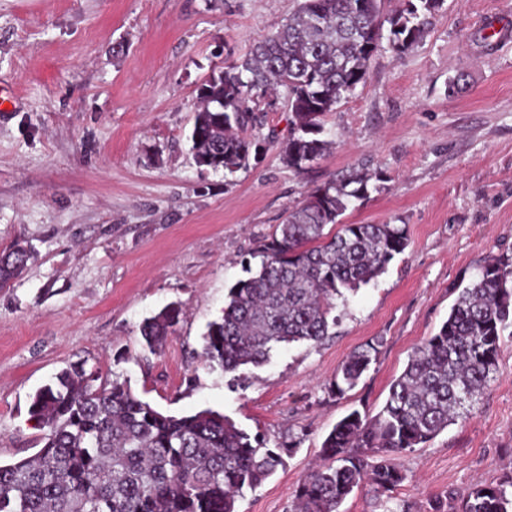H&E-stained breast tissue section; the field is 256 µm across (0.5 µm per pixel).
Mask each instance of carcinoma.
<instances>
[{"instance_id": "obj_1", "label": "carcinoma", "mask_w": 512, "mask_h": 512, "mask_svg": "<svg viewBox=\"0 0 512 512\" xmlns=\"http://www.w3.org/2000/svg\"><path fill=\"white\" fill-rule=\"evenodd\" d=\"M442 0H402L388 17L381 0H300L296 13L242 57L199 87L191 133L198 167L245 168L258 152L249 134L261 105L283 91L293 129L281 147L301 173L331 147L324 117L365 85L383 45L403 53L423 39ZM370 176L356 170L313 188L289 211L279 232L259 246L260 266L228 292L219 319L207 326L201 357L211 367L245 375L278 346L320 343L339 322L338 308L382 275L408 245L405 226L342 224ZM339 225L334 233L328 225ZM27 250L0 252V288L22 273ZM180 315L168 305L143 320L145 349L157 354ZM512 336V257L490 255L479 276L458 290L447 319L412 353L374 415L351 410L322 443L323 462L294 491L296 512H340L365 482L394 491L405 479L392 455L425 444L470 408L497 368L503 336ZM377 345L355 349L330 385L341 396L376 361ZM29 418L41 448L0 464V512H237L244 490L282 462L262 435L203 409L166 415L130 384L77 362L39 388ZM429 512H512V473L499 482L435 497Z\"/></svg>"}]
</instances>
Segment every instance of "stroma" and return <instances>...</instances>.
<instances>
[{
  "mask_svg": "<svg viewBox=\"0 0 512 512\" xmlns=\"http://www.w3.org/2000/svg\"><path fill=\"white\" fill-rule=\"evenodd\" d=\"M298 0H0V251L30 250L0 288V462L35 454L34 392L76 361L129 380L157 410L210 408L268 447L293 445L238 512H292L350 410L377 412L458 285L512 254V0H444L425 37L373 58L364 87L325 117L334 142L307 172L279 150L285 106L265 113L261 157L233 176L199 168L188 134L198 88L274 31ZM456 90H449L451 81ZM373 173L346 224H402L410 244L316 345L292 344L241 379L200 357L228 291L306 193ZM175 303L158 354L140 326ZM378 355L343 396L329 386L365 344ZM392 493L364 485L345 512H428L431 498L512 471V339L467 419L400 453Z\"/></svg>",
  "mask_w": 512,
  "mask_h": 512,
  "instance_id": "35a3bbf8",
  "label": "stroma"
}]
</instances>
